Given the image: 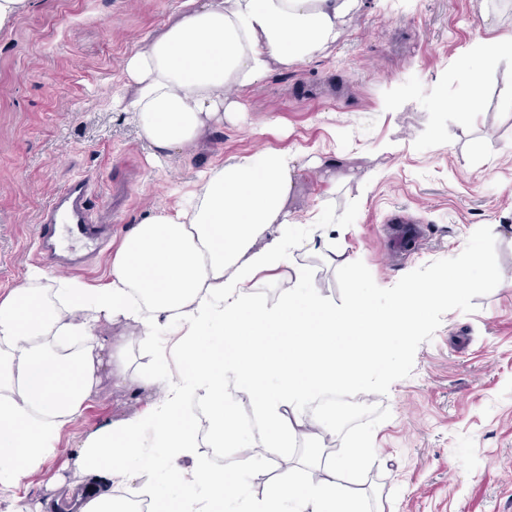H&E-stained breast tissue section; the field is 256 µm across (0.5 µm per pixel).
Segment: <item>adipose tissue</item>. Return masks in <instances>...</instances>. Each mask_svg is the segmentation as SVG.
Returning <instances> with one entry per match:
<instances>
[{
    "label": "adipose tissue",
    "instance_id": "obj_1",
    "mask_svg": "<svg viewBox=\"0 0 512 512\" xmlns=\"http://www.w3.org/2000/svg\"><path fill=\"white\" fill-rule=\"evenodd\" d=\"M356 0H185L178 17L146 50L132 53L127 82L113 110L129 113L155 156L185 154L207 132L245 111L242 93L274 68L288 69L335 42ZM301 170L299 155L276 149L234 155L207 167L187 206L160 209L123 235L98 287L77 280L44 287L45 272L0 293V501L24 512L23 480L58 452L64 430L95 395L103 367L116 381L127 369L111 343L96 341L102 324L137 325L152 342L162 322L184 328L186 373L141 375L163 396L127 419L86 433L76 470H109L114 485L129 484L138 467L165 464L180 486L177 505L152 498L154 512H362L346 476L371 460L369 449L345 448L329 462L319 452L303 464L317 479L283 476L266 498L240 497L241 478L208 475L214 448H238L268 467L286 439L320 442L331 429L308 418L305 406L339 389L361 391L375 365L372 350L388 354V339L408 336L446 286L411 283L386 307L354 288L348 304L325 301L316 274L297 248L273 228L288 222L286 202ZM284 284L266 306L252 289L260 275ZM216 325L218 340L200 348L196 331ZM275 377L268 387L267 377ZM250 399L263 430L242 437L234 425L228 383ZM206 412V428L187 401ZM191 460V474L180 463Z\"/></svg>",
    "mask_w": 512,
    "mask_h": 512
}]
</instances>
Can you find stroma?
<instances>
[{
  "label": "stroma",
  "instance_id": "35a3bbf8",
  "mask_svg": "<svg viewBox=\"0 0 512 512\" xmlns=\"http://www.w3.org/2000/svg\"><path fill=\"white\" fill-rule=\"evenodd\" d=\"M181 0H31L0 33V292L26 283L36 255L42 207L71 180L100 183L91 201L110 228L78 280L108 281L112 247L123 233L173 205L170 187L192 190L196 174L228 156L263 147L299 154L317 167L299 172L288 198L287 240L314 236L321 214L329 243L355 259L350 268L317 270L322 296L344 305L367 288L384 307L409 282H433L468 249L482 253L474 280L427 309L404 354L376 369L364 400L371 409L352 424L333 414L335 447L370 449L371 465L352 472L364 512H512V58L484 62L483 40L512 34V0H359L335 43L312 59L274 69L244 93L235 122L212 130L191 159H152L128 113L113 111L127 57L171 23ZM482 91L469 121L458 114L474 75ZM421 239L390 249L397 217ZM104 332L133 364L171 367L178 330L140 344L132 325ZM157 387L116 384L103 375L96 398L64 432L56 457L26 479L28 512H52V474L94 492L107 475L75 472L86 431L133 414ZM303 441L277 467L246 477L248 495L266 497L286 469L300 480Z\"/></svg>",
  "mask_w": 512,
  "mask_h": 512
}]
</instances>
